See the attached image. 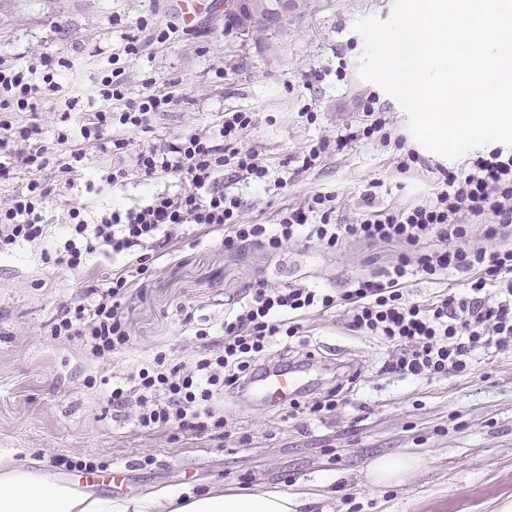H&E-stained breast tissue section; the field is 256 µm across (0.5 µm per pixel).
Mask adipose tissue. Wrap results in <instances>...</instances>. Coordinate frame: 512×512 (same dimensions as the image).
<instances>
[{
  "label": "adipose tissue",
  "mask_w": 512,
  "mask_h": 512,
  "mask_svg": "<svg viewBox=\"0 0 512 512\" xmlns=\"http://www.w3.org/2000/svg\"><path fill=\"white\" fill-rule=\"evenodd\" d=\"M420 465V458L412 456L379 457L368 464L367 478L375 486L400 484ZM316 498L307 490L183 493L161 488L144 497L116 500L49 477L37 468L0 461V512H299Z\"/></svg>",
  "instance_id": "ef3b65f1"
}]
</instances>
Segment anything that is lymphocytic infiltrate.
Returning a JSON list of instances; mask_svg holds the SVG:
<instances>
[{
    "instance_id": "1",
    "label": "lymphocytic infiltrate",
    "mask_w": 512,
    "mask_h": 512,
    "mask_svg": "<svg viewBox=\"0 0 512 512\" xmlns=\"http://www.w3.org/2000/svg\"><path fill=\"white\" fill-rule=\"evenodd\" d=\"M69 65L63 57L44 56L24 69L0 60V156L17 158L29 175L25 189L0 204V255L19 243L39 244L47 238V200L71 187L88 150L99 146L106 128L147 129L156 114L178 102L173 93L156 92L151 77L144 81L145 92L126 99V69L111 67L95 83L102 107L88 113L81 143L71 142L63 131L55 141L45 142L37 122L19 124L13 115L36 112L39 97L59 89L55 69ZM361 107V125L336 141L323 138L309 144L300 157L301 170L313 168L330 144L342 147L356 139L394 146L399 173L423 165L403 138L393 137L377 95H366ZM253 123L252 113H225L217 135L189 134L139 148L134 171L115 168L104 178L114 187L126 185L133 175L144 183L178 175L188 183L180 193H153L140 208L106 209L91 223L80 209L68 210L65 233L55 248L56 264L76 270L101 256L117 266L108 287L86 284L79 300L62 310L52 326L55 335L83 338L93 357L102 361L125 348L130 337L122 301L131 284L119 261L131 258L138 270H146L154 255L171 253L180 227L187 224L223 234L225 247L258 245L274 255L301 238L329 248L343 240L395 242L403 251L388 268L338 294L302 285L271 287L262 281L242 288L225 303L219 335L196 330L198 345L191 359L175 363L159 351L136 372L113 381L108 398L113 415L134 409L139 427L155 432L173 426L198 436L223 431L225 392L245 391L259 371L298 364L296 355L271 357L272 347L302 333L301 315L339 305L350 313L349 330L392 347L381 368L385 374L429 378L462 373L476 351L512 348V249L494 245L512 227V151L497 147L476 156L469 167L438 168L432 198L408 207L378 208L375 192L366 191L367 212L354 224L340 222L335 195L322 191L305 205L281 209L276 223L245 224L240 220L241 200L225 193L224 183L271 184L258 151L238 145ZM52 164L58 174L49 183L40 174ZM478 217L485 223L476 229L471 221ZM450 272L461 275L463 291L445 288L423 301L407 298L409 277L433 279Z\"/></svg>"
}]
</instances>
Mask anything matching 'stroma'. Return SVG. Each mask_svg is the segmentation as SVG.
<instances>
[{
  "mask_svg": "<svg viewBox=\"0 0 512 512\" xmlns=\"http://www.w3.org/2000/svg\"><path fill=\"white\" fill-rule=\"evenodd\" d=\"M393 5L304 0L302 11L289 14L277 32L242 37L215 11L184 29L176 0H0V57L23 68L42 54L72 61L57 77L56 99L39 104L36 113H18L16 120H37L46 142L62 129L77 142L79 116L60 119L66 99L78 94L84 111L100 109L94 83L139 21L172 28L169 41L144 46L130 64L126 96L138 98L144 78L152 77L161 87L174 82L178 105L153 117L148 131L117 127L114 137H129L137 149L180 135L217 133L227 112L255 113L243 141L284 186L262 192L242 182L226 185V192L240 196L244 221L272 223L284 205L331 191L352 223L362 217L361 195L372 180L381 182L380 203L406 205L431 193L432 166L460 169L476 156L471 150L453 161L424 149L428 169L405 176L395 169L393 149L362 139L329 150L317 167L298 172L295 159L307 145L344 135L361 121L359 101L369 92L377 93L406 148L415 147L397 101L358 74L364 40L355 22L370 15L388 19ZM119 162L132 166V154L91 150L82 179L51 198L43 212L50 241L20 243L0 258V455L36 462L53 476L58 470L51 460L59 455L95 459L104 471L127 467L124 482L111 491L122 499L162 487L292 491L317 483L320 500L300 512H500L512 505V352L476 354L469 369L456 375L411 380L384 374L387 344L348 330L340 308L304 322L308 348L320 364L303 402L322 397L349 374L357 376L335 412L299 414L228 392L224 437L174 427L150 432L133 418L115 419L107 403L113 377L157 351L191 357L195 339L193 327L183 324L186 314H193L195 325L216 330L225 300L246 283L341 292L392 264L401 251L394 243L324 248L300 240L275 256L259 247L225 249L221 234L204 236L186 225L173 255L152 261L148 272L130 270V344L102 363L79 337L58 338L51 328L86 281L108 279L112 264L97 257L77 270L56 265L46 255L52 239L70 207H85L91 220L113 206L145 204L149 191L175 194L185 187L173 177L150 188L130 184L87 193L86 181H99ZM394 454L420 456L423 465L403 484L370 487V460ZM147 455L155 465L138 469Z\"/></svg>",
  "mask_w": 512,
  "mask_h": 512,
  "instance_id": "obj_1",
  "label": "stroma"
}]
</instances>
